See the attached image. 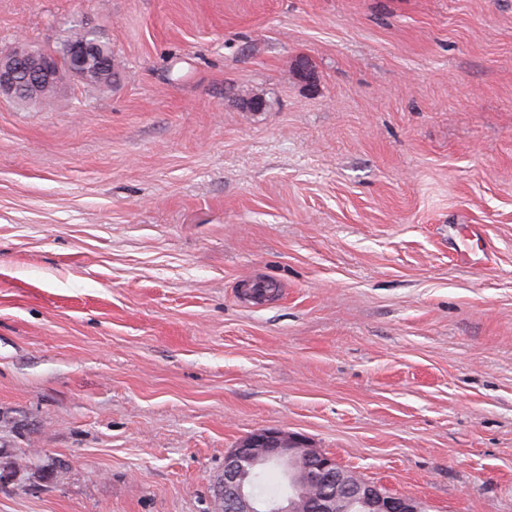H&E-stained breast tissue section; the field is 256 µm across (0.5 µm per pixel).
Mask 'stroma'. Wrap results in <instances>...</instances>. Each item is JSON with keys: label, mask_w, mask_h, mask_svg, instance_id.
I'll list each match as a JSON object with an SVG mask.
<instances>
[{"label": "stroma", "mask_w": 512, "mask_h": 512, "mask_svg": "<svg viewBox=\"0 0 512 512\" xmlns=\"http://www.w3.org/2000/svg\"><path fill=\"white\" fill-rule=\"evenodd\" d=\"M84 23L115 83L0 99V512H220L260 429L512 512V0H0V50Z\"/></svg>", "instance_id": "1"}]
</instances>
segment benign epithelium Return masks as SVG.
I'll list each match as a JSON object with an SVG mask.
<instances>
[{
	"label": "benign epithelium",
	"instance_id": "1",
	"mask_svg": "<svg viewBox=\"0 0 512 512\" xmlns=\"http://www.w3.org/2000/svg\"><path fill=\"white\" fill-rule=\"evenodd\" d=\"M69 73L93 83L99 78L100 60L104 58L96 42L81 41L68 45ZM60 70L56 57L46 51L21 44L0 53V97L37 101L55 85ZM268 462L286 467L292 488L311 489L314 494L296 500L292 497L266 504H256L245 485L248 470ZM224 494V512H336V496L348 498L370 512H420L416 499L391 494L381 486L362 482L356 474L337 464L336 459L317 448L307 447L299 435L276 429H262L247 437L224 457L220 478Z\"/></svg>",
	"mask_w": 512,
	"mask_h": 512
}]
</instances>
